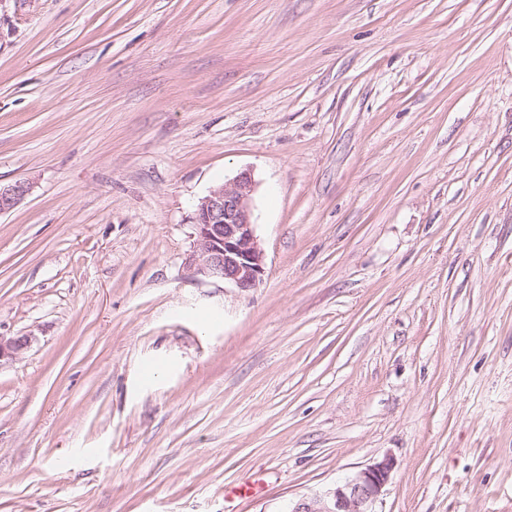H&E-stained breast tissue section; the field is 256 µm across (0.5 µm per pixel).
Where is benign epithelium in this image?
I'll list each match as a JSON object with an SVG mask.
<instances>
[{
	"label": "benign epithelium",
	"instance_id": "7a95c632",
	"mask_svg": "<svg viewBox=\"0 0 512 512\" xmlns=\"http://www.w3.org/2000/svg\"><path fill=\"white\" fill-rule=\"evenodd\" d=\"M256 187L252 172L243 170L201 199L193 217L194 250L189 256L196 276L222 281L241 292L263 282L265 254L253 222ZM26 192L22 182L0 187V213L12 209ZM29 344L27 336H0V359L21 352ZM394 467V459L386 456L326 490L297 500L288 512H375L374 505Z\"/></svg>",
	"mask_w": 512,
	"mask_h": 512
}]
</instances>
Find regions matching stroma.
Segmentation results:
<instances>
[{
  "label": "stroma",
  "mask_w": 512,
  "mask_h": 512,
  "mask_svg": "<svg viewBox=\"0 0 512 512\" xmlns=\"http://www.w3.org/2000/svg\"><path fill=\"white\" fill-rule=\"evenodd\" d=\"M257 182L240 293L198 202ZM0 512H512V0H0ZM258 480L250 498L225 489ZM256 187L252 172L243 170L201 199L193 217L194 250L189 256L196 276L222 281L240 292L263 282L265 254L252 220ZM394 467V459L386 456L333 487L297 500L288 512H376L374 505Z\"/></svg>",
  "instance_id": "obj_1"
}]
</instances>
